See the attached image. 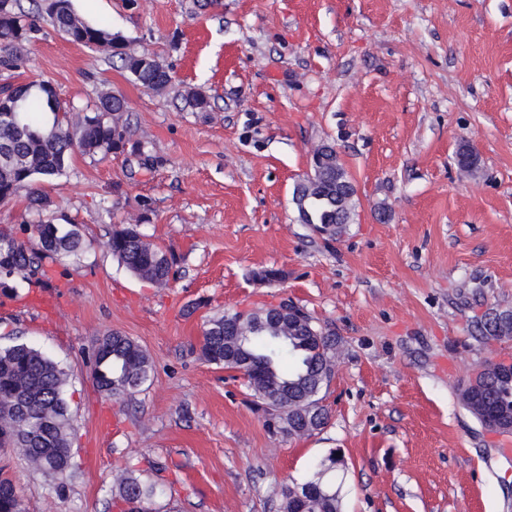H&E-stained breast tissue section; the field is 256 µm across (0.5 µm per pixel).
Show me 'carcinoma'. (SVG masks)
Instances as JSON below:
<instances>
[{"instance_id": "1", "label": "carcinoma", "mask_w": 512, "mask_h": 512, "mask_svg": "<svg viewBox=\"0 0 512 512\" xmlns=\"http://www.w3.org/2000/svg\"><path fill=\"white\" fill-rule=\"evenodd\" d=\"M46 15L56 31L65 30L69 41L86 47L107 46L136 83L148 91L160 93L172 82L170 70L145 54L128 48L125 38L102 27L93 26L75 13L71 0H52ZM41 32L38 11H27L20 0H10L7 12H0V67H19V49L35 40ZM3 104H16L22 117L15 124L0 111V149L7 146L22 158L25 167L0 165V202L13 198L18 191L37 179H53L63 175L74 152L90 158H107L122 154L131 138L124 119L128 112L126 99L117 94L102 93L92 106L81 110L72 120V109L61 106L54 90L47 84L0 88ZM188 106L198 112L210 107L209 98L196 89L185 95ZM459 170L466 174L480 166L479 155L470 147L458 148ZM318 166L320 174L300 188L299 217L330 237L341 235L351 221L354 180L336 157V148L325 145ZM45 226L46 240H38L39 248L12 238L8 250L0 252V265L24 279L39 274L47 261L59 262L77 258L87 243L76 224ZM107 247L136 277L157 284L169 280L173 255L150 242L136 224H122L112 230ZM274 306L252 311L246 320L248 339L241 346L252 356L254 365L247 380L253 397L261 404L286 412L298 402L323 401L321 393L328 388L333 374L323 360L325 349L336 341V333L320 324L307 310L286 329L268 320ZM234 312L211 317L202 331L200 351L209 363L228 370L237 369L236 360H224L225 337L239 335L232 320ZM479 336L486 341H511L512 321L475 322ZM153 365L146 352L131 338L108 333L96 341L94 382L99 391L118 398L128 396L151 379ZM478 374L486 378L485 403L475 406L473 415L482 422L487 413L512 415V375H500L494 364L484 365ZM67 373L57 362L40 350L20 343L0 349V447L20 448L26 459L39 471L52 468L71 469L73 420L66 399ZM160 494L153 483L143 481L136 470L126 467L120 496L126 503L149 504ZM280 512H341L340 486L336 484V452L321 460L312 476L304 482L291 481L280 489ZM0 512H22L20 498L13 481L0 477Z\"/></svg>"}]
</instances>
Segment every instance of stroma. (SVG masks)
<instances>
[{
  "mask_svg": "<svg viewBox=\"0 0 512 512\" xmlns=\"http://www.w3.org/2000/svg\"><path fill=\"white\" fill-rule=\"evenodd\" d=\"M85 22L169 66L144 90L105 47L52 27L0 85L49 82L63 106L104 92L129 106L149 155L73 154L42 183L55 223L94 246L45 267L44 285L0 293V348L18 343L68 373L77 425L65 487L0 448L25 512H127V466L157 512H279L280 488L329 452L343 512H512V434L483 428L460 391L512 340L473 323L512 306V0H72ZM210 99L189 108L185 90ZM335 143L357 186L341 237L292 202L309 150ZM482 161L460 176L455 151ZM136 224L175 258L168 283L132 276L105 247ZM281 270L274 284L253 271ZM289 297L335 330L340 359L321 431L288 438L243 379L204 361V322ZM120 332L149 355L133 396L98 391L90 358ZM126 476L123 478L120 496L127 503L150 504L160 494V490L153 483L143 481L133 467H126Z\"/></svg>",
  "mask_w": 512,
  "mask_h": 512,
  "instance_id": "35a3bbf8",
  "label": "stroma"
}]
</instances>
